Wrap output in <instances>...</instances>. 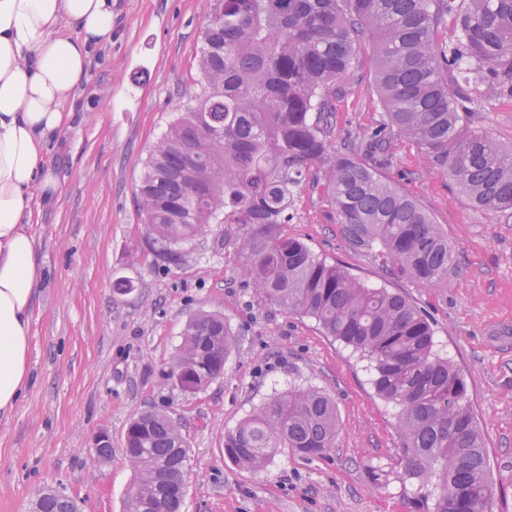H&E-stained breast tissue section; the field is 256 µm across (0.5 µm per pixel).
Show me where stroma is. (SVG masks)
Here are the masks:
<instances>
[{
    "mask_svg": "<svg viewBox=\"0 0 512 512\" xmlns=\"http://www.w3.org/2000/svg\"><path fill=\"white\" fill-rule=\"evenodd\" d=\"M208 0H114L112 41L91 65L72 128L47 153L59 188L35 206L31 232L44 278L33 305L31 384L0 418V512H29L44 488L80 512H126L134 479L125 433L157 409L180 423L190 466L182 512H417L404 475L394 406L379 398L363 362L316 321L263 301L246 275L245 224H222L158 268L143 241L136 193L150 149L191 98ZM375 57L363 43L336 104V144L381 116ZM469 125L512 146V105L485 96ZM388 179L413 196L447 236L445 284L421 288L391 276L379 252L346 242L321 188L294 192L284 234L367 284L407 296L428 315L440 349L466 381L483 430L493 512H512V214L474 208L448 175L427 170L418 148L395 143ZM131 283L121 295L116 281ZM223 315L237 346L223 377L203 390L167 374L187 322ZM314 387L336 402L339 431L325 456L282 451L260 471L236 465L224 436L275 391ZM107 432L112 456L93 439Z\"/></svg>",
    "mask_w": 512,
    "mask_h": 512,
    "instance_id": "stroma-1",
    "label": "stroma"
}]
</instances>
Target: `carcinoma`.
Returning <instances> with one entry per match:
<instances>
[{
	"label": "carcinoma",
	"instance_id": "1",
	"mask_svg": "<svg viewBox=\"0 0 512 512\" xmlns=\"http://www.w3.org/2000/svg\"><path fill=\"white\" fill-rule=\"evenodd\" d=\"M451 42L435 30L447 16ZM372 43L381 118L336 151V84ZM203 94L169 123L138 187L144 244L161 267L213 224H250L240 252L264 301L305 314L367 361L376 394L397 408L404 472L426 512H492L484 438L461 374L432 323L405 295L368 285L282 233L296 187L321 171L323 193L354 249L432 288L453 249L418 202L382 176L393 143H414L474 207L512 212V148L464 123L486 93L512 101V0H224L203 33ZM236 338L217 313L183 333L187 387L224 374ZM336 405L313 388L277 391L224 436L234 463L261 470L278 451L322 456L335 447ZM135 493L127 512H181L189 454L170 416L147 411L126 429Z\"/></svg>",
	"mask_w": 512,
	"mask_h": 512
}]
</instances>
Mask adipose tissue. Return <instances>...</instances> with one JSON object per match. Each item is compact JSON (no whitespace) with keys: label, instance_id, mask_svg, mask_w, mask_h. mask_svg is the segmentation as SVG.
<instances>
[{"label":"adipose tissue","instance_id":"adipose-tissue-1","mask_svg":"<svg viewBox=\"0 0 512 512\" xmlns=\"http://www.w3.org/2000/svg\"><path fill=\"white\" fill-rule=\"evenodd\" d=\"M112 23V0H0V416L16 408L31 379L41 270L30 204L58 191L45 155L70 127Z\"/></svg>","mask_w":512,"mask_h":512}]
</instances>
